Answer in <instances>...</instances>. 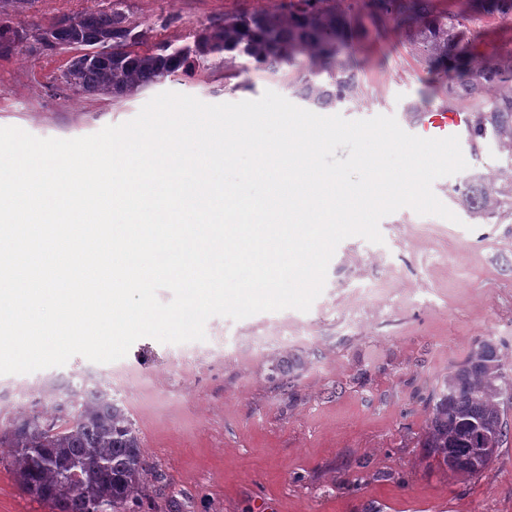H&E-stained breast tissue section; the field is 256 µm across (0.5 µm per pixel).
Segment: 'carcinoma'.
<instances>
[{
  "label": "carcinoma",
  "mask_w": 512,
  "mask_h": 512,
  "mask_svg": "<svg viewBox=\"0 0 512 512\" xmlns=\"http://www.w3.org/2000/svg\"><path fill=\"white\" fill-rule=\"evenodd\" d=\"M326 0H304L295 12L259 13L224 20L196 33L194 45H167L163 53L130 50L135 40L126 17L117 9L90 12L78 19L83 45L94 58L74 57L69 66L76 78L62 72L55 90L99 95L112 90L123 98L195 68L209 69V56L238 51L259 65L277 70L302 55L305 68L287 77L293 94L317 107L347 105L358 96L360 85L353 68L349 20L325 5ZM398 25L410 26L423 14V0H413V14L405 15L396 0H381ZM456 25L446 15L424 25L423 61L440 68L446 77L445 99L475 104L481 138L493 139L512 160V65L471 64L469 49L456 36ZM27 34L49 49L70 47L72 30H42L32 22ZM16 30L0 24V53L16 48ZM464 203L474 215L490 217L508 205L512 188L497 190L483 177L465 182ZM489 372L478 349H473L448 373L445 391L435 403L425 447L452 471L478 474L498 456L506 436L501 404L512 394L488 395ZM10 417L0 423V448L7 449L8 465L19 488L46 505L50 512H87L88 499L112 503V512H126L147 476L141 441L125 409L102 389L85 395L70 392L43 403L37 420ZM493 435L494 446L474 453L473 427ZM85 462L103 466L106 474L86 478L85 491H77L66 473Z\"/></svg>",
  "instance_id": "1"
}]
</instances>
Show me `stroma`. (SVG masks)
<instances>
[{
    "instance_id": "35a3bbf8",
    "label": "stroma",
    "mask_w": 512,
    "mask_h": 512,
    "mask_svg": "<svg viewBox=\"0 0 512 512\" xmlns=\"http://www.w3.org/2000/svg\"><path fill=\"white\" fill-rule=\"evenodd\" d=\"M429 16H454L475 62L512 61V12L488 0H425ZM110 0H23L7 22L42 28L107 9ZM300 0H123L135 49L192 44L225 17L294 10ZM354 25L362 87L349 117L440 105L443 78L422 62L417 28L397 29L378 0H336ZM76 49L27 40L0 55V127L40 138L87 136L133 119L174 91L210 104L292 92L280 73L248 65L245 87L224 86V58L209 71L126 98L52 84ZM463 172L432 189L457 219L403 208L379 223L382 243L342 241L309 311L211 317L205 338L182 344L144 337L111 364L72 357L61 367L0 375V416L27 410L61 380L95 370L136 429L147 479L131 512H512V403L496 460L476 475L448 470L424 448L449 371L492 339L512 368V209L473 216L466 178L512 185L496 143L482 141ZM288 372H280L282 363Z\"/></svg>"
}]
</instances>
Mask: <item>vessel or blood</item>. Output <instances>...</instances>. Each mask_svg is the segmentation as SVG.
I'll return each mask as SVG.
<instances>
[{"label": "vessel or blood", "mask_w": 512, "mask_h": 512, "mask_svg": "<svg viewBox=\"0 0 512 512\" xmlns=\"http://www.w3.org/2000/svg\"><path fill=\"white\" fill-rule=\"evenodd\" d=\"M396 119L408 133L422 138L458 137L464 155H475L479 145L475 134L473 112L452 104L430 108L423 112L397 113Z\"/></svg>", "instance_id": "obj_1"}]
</instances>
